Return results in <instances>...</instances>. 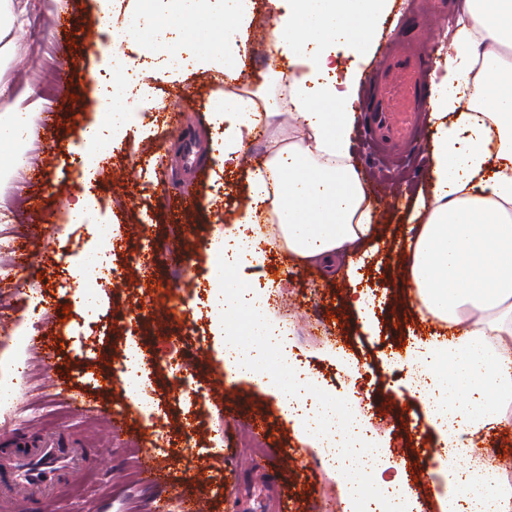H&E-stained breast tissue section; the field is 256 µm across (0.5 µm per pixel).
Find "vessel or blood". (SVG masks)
I'll list each match as a JSON object with an SVG mask.
<instances>
[{
    "mask_svg": "<svg viewBox=\"0 0 512 512\" xmlns=\"http://www.w3.org/2000/svg\"><path fill=\"white\" fill-rule=\"evenodd\" d=\"M427 55L403 30L400 43L373 69L366 120L372 135L395 150L407 149L422 112L430 106ZM97 449L68 434L36 431L0 440V512H49L74 475L100 467Z\"/></svg>",
    "mask_w": 512,
    "mask_h": 512,
    "instance_id": "1",
    "label": "vessel or blood"
}]
</instances>
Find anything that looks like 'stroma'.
<instances>
[{"label":"stroma","instance_id":"obj_1","mask_svg":"<svg viewBox=\"0 0 512 512\" xmlns=\"http://www.w3.org/2000/svg\"><path fill=\"white\" fill-rule=\"evenodd\" d=\"M435 2L392 0L373 55L357 63L362 74L354 101L357 115L367 109V78L379 55L408 20H416L423 50L433 59L434 71H442L455 32L447 19L460 17L464 0H453L444 17ZM134 7V0H109L105 6L100 0H35L15 59L0 64L18 89H32L36 102L29 135L32 159L0 185V209L20 217L19 223L5 225V232L30 244L26 270L11 283H0V375L11 370L8 353L18 332L41 338L56 353L50 365L40 355L29 354V370L17 384L11 407L0 411V436L34 428L68 433L104 449L111 479L79 475L51 512H151L158 498L165 501L166 512H180L181 502L189 498L208 501L211 512H242L244 483L227 484L224 474L250 462L271 467L276 485L289 495L295 512H342L336 479L299 441L276 400L245 380L234 383L232 392L222 391L224 337L217 311L199 309L186 321L164 311L166 294L175 291L191 297L200 282L210 280L215 256L195 244L222 234L226 219L245 203L251 156L267 153V137L261 134L246 146L238 165L200 161L217 132L209 103L224 93L223 73L194 65V47L187 42V65L155 78L149 74L142 41L123 45L125 73L140 76L143 84L137 111H181L182 133L132 127L96 181L85 185L72 175L80 160L76 148L81 130L97 112V85L112 72L108 56L89 52L81 32L100 26L102 14L119 20ZM266 8L267 0H256V21L242 31L251 50L236 86L276 101L282 88L269 77L262 52L266 32L259 18ZM58 18L66 20V29L55 27ZM48 74L57 83L50 97L41 88ZM352 152L377 204L379 242L375 252L366 243L353 247L354 257L363 260L357 282L341 271L327 277L317 265L277 246L268 250L264 267L241 266L236 276L249 285L268 280L279 284L275 306L290 323L293 352L314 376L319 393L339 401L358 398L409 479L421 512H435V434L423 402L409 393L394 363L432 330L431 323L420 317L404 264L419 196L428 190L416 163L429 152L423 147L395 157L361 123L355 127ZM59 184L67 188L61 201L51 192ZM85 193L96 201L95 223H68L69 205ZM107 236L122 240L128 252L145 254L151 265L127 287L100 289L96 312L116 332L136 336L140 344L152 370L157 401L148 419L113 382L118 341L94 334L93 315L72 305L74 292L87 285L80 257ZM356 287L374 298V327L368 332L362 330L351 304ZM36 297L42 302L43 317L32 325L27 311ZM176 338L181 339L182 357L193 372L188 393L180 392L174 368L155 361L156 347ZM333 347L358 367L356 379H347L343 359L329 353ZM115 409L123 410L126 418L119 433L106 417ZM257 417L264 420L267 433L255 450L248 446L247 427ZM189 431L195 434L196 446L185 452L181 442ZM145 461L168 472L167 485L154 488L145 483Z\"/></svg>","mask_w":512,"mask_h":512}]
</instances>
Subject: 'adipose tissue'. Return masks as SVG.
Instances as JSON below:
<instances>
[{
    "instance_id": "ef3b65f1",
    "label": "adipose tissue",
    "mask_w": 512,
    "mask_h": 512,
    "mask_svg": "<svg viewBox=\"0 0 512 512\" xmlns=\"http://www.w3.org/2000/svg\"><path fill=\"white\" fill-rule=\"evenodd\" d=\"M30 2L0 0V55L13 54L23 37ZM153 2L137 0V9L118 23L102 18L113 48L149 19L157 33L144 46L156 60L155 72L180 65L176 38L185 34L199 60L218 62L225 76L237 78L247 53L241 29L254 18L250 0H223L218 11L213 0H169L157 18ZM269 3L268 68L276 70L283 59L290 66L284 94L289 126H281L277 104L260 91L228 92L211 107L223 126L220 166L239 161L257 126L269 132V159L250 171L249 200L224 232L233 254L223 261L214 305L228 324L247 315L250 336L226 350L224 367L232 380L253 381L278 397L284 414L341 480L344 512H412L403 483L383 478L382 443L363 415L313 393L307 371L277 372L287 331L234 277L239 258L263 264L274 242L330 273L353 244L375 242L374 208L351 160L356 117L338 88L336 48L371 53L392 0ZM467 5L468 19L452 42L455 59L433 85L430 196L421 203L425 220L414 227L407 257L422 319L448 332L418 342L408 366L425 380L419 395L441 450V512H512V479L476 454L491 433L512 427V62L503 55L512 48V0ZM475 95L490 123L465 112ZM99 98L100 112L81 131L86 182L139 119L129 78L113 75ZM452 112L457 119L450 124ZM31 117V107L16 103L0 110V180L27 163ZM238 224L250 225L251 236L234 234Z\"/></svg>"
}]
</instances>
